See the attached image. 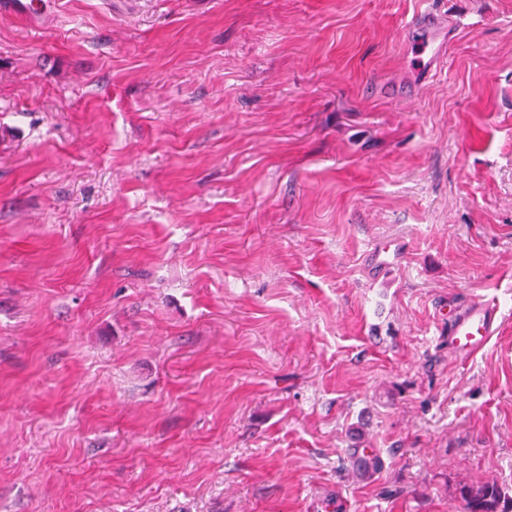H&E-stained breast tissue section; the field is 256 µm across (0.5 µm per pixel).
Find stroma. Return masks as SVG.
Returning a JSON list of instances; mask_svg holds the SVG:
<instances>
[{
    "instance_id": "obj_1",
    "label": "stroma",
    "mask_w": 512,
    "mask_h": 512,
    "mask_svg": "<svg viewBox=\"0 0 512 512\" xmlns=\"http://www.w3.org/2000/svg\"><path fill=\"white\" fill-rule=\"evenodd\" d=\"M53 2L0 13V512L512 497V0ZM402 253V245L388 240L375 244L367 254V260L376 275H383L398 262ZM499 308L478 297L448 313V349L467 357L482 348L498 328Z\"/></svg>"
}]
</instances>
